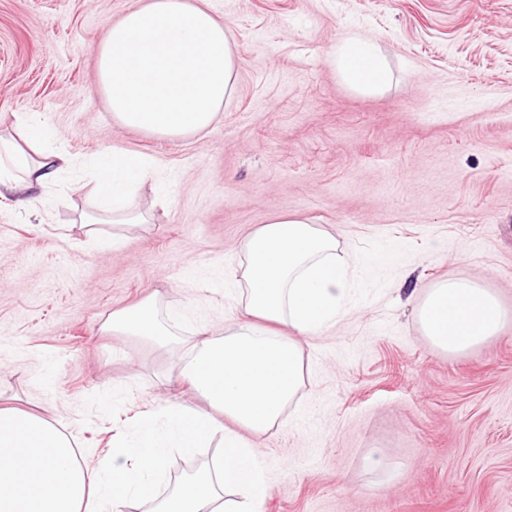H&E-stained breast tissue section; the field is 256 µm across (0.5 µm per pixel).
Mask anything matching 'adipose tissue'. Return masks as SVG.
I'll list each match as a JSON object with an SVG mask.
<instances>
[{"label": "adipose tissue", "mask_w": 512, "mask_h": 512, "mask_svg": "<svg viewBox=\"0 0 512 512\" xmlns=\"http://www.w3.org/2000/svg\"><path fill=\"white\" fill-rule=\"evenodd\" d=\"M334 62L353 88L388 80L376 45L363 36L349 38ZM98 78L123 126L168 137L205 131L235 86L229 28L188 0H149L110 27L98 49ZM17 122V139H0V183L19 182L30 194L68 158L51 147L55 134L44 122L25 113ZM152 167L140 154L97 158L99 189L122 223H141L127 204ZM241 251L237 324L220 337L201 331L178 362L205 408L172 403L144 412L122 452L95 471L52 420L0 408V512H100L104 500L122 512L133 499L152 502L153 512H258L271 479L246 435L287 426L285 411L302 384L299 346L278 327L310 336L335 323L350 295L352 262L337 254L329 232L285 216L254 230ZM415 317L436 348L459 354L496 336L507 313L488 289L447 280L428 290ZM111 326L159 344L172 340L150 298L114 312ZM217 435L213 463L159 497L169 454L205 447Z\"/></svg>", "instance_id": "1"}]
</instances>
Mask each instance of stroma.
<instances>
[{
  "instance_id": "35a3bbf8",
  "label": "stroma",
  "mask_w": 512,
  "mask_h": 512,
  "mask_svg": "<svg viewBox=\"0 0 512 512\" xmlns=\"http://www.w3.org/2000/svg\"><path fill=\"white\" fill-rule=\"evenodd\" d=\"M145 2L0 0V135L35 115L70 160L34 206L0 197V408L51 418L97 469L144 411L200 405L176 361L239 319L241 243L307 219L358 268L348 313L297 338L287 427L250 438L274 484L262 512H512V0H206L237 80L208 130L177 138L122 126L97 81L109 28ZM355 32L388 65L381 90L336 72ZM112 152L155 163L145 223L102 220L89 164ZM85 216L120 247H89ZM394 245L408 265L373 266ZM446 279L508 313L464 354L413 316ZM149 296L173 342L108 330Z\"/></svg>"
}]
</instances>
